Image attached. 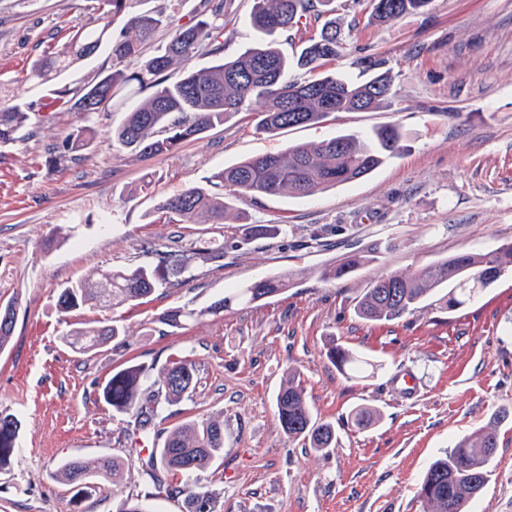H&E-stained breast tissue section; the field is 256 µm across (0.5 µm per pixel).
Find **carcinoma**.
<instances>
[{
  "mask_svg": "<svg viewBox=\"0 0 512 512\" xmlns=\"http://www.w3.org/2000/svg\"><path fill=\"white\" fill-rule=\"evenodd\" d=\"M104 2L111 7L112 15H128L123 32L114 36L107 23L75 29L63 49L31 67L28 79L44 83L101 46H107L112 57L111 71L79 90L56 88L51 106L89 116L104 109L121 89L135 86L139 91H151L112 129V144L141 157L171 153L184 142L198 140L224 125L240 112L254 113L256 132L274 134L321 123L337 112L393 106L395 93L384 58L364 55L353 59L351 65L370 74L363 81L327 70L346 52L341 29L334 21L326 22L318 35L305 42L297 59L291 60L281 52L279 37L289 38L291 32H299L302 19L319 18L333 0H257L250 17L255 41L231 58L224 57L227 0H203V18L189 26L174 24L162 11L133 13L131 0ZM430 3L431 0H372L371 19L386 24L417 14ZM161 28L168 30L164 47L152 56H143V45ZM200 52L217 58V62L201 69L189 67ZM134 59L139 60V66L131 70L128 62ZM178 65L184 69L183 75L176 81L169 80L168 73ZM294 68L302 74L292 78L289 73ZM30 121L28 105L0 101V147L17 141ZM94 136L95 130L89 125L73 127L57 146V158H76L90 147ZM402 138L399 127L388 125L367 134L343 133L317 144L290 145L283 152L245 158L214 175L209 187H190L165 199L156 208L158 222L222 224L228 208L227 192L305 198L359 180L398 154ZM213 253L214 249L202 244L188 253L160 252L153 268L141 265L100 270L93 278L60 288L56 307L63 314H70L92 303L112 307L141 304L157 289L159 267L171 258L188 254L207 259ZM373 260L369 254L354 253L324 268L322 275L328 279L351 276ZM511 267L512 243L487 252L447 256L412 273H387L364 289L355 312L367 321L389 322L414 312L427 301L452 311L475 296L473 287H461L454 272L464 269L489 287ZM285 287V278L270 277L237 288L199 309L171 308L163 313L160 322L181 329L191 321L220 314L234 301L253 303L275 296ZM15 321L16 314L6 318L0 312V350L7 347ZM125 336L124 327L114 320L75 327L62 341L78 353L87 354L109 342L123 345ZM326 355L342 372L363 363L361 356L334 342L329 344ZM150 371L144 364L129 363L112 373L101 387V397L112 411L134 417L146 434L156 421L166 420L162 416L165 406L195 388V366L189 359L182 358L163 367L158 380L151 385ZM275 402L285 436L302 439L316 450L336 446V426L314 415L294 377H288V382L281 386ZM510 418L512 410L499 409L477 431L460 438L429 465L418 490L426 512H466L469 500L489 480L498 429ZM20 426L17 417L0 412L1 470L10 465L15 454ZM223 458L224 428L212 420H185L167 431L162 444L150 450L143 473L155 486L166 487L167 496L184 498V505L190 507L188 512H216V490L196 480L172 486L166 482V476H198ZM92 467L115 476L121 463L102 458L93 466L74 458L62 465L61 475L80 484Z\"/></svg>",
  "mask_w": 512,
  "mask_h": 512,
  "instance_id": "carcinoma-1",
  "label": "carcinoma"
}]
</instances>
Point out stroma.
<instances>
[{"mask_svg":"<svg viewBox=\"0 0 512 512\" xmlns=\"http://www.w3.org/2000/svg\"><path fill=\"white\" fill-rule=\"evenodd\" d=\"M254 6L228 0L226 55L252 43ZM334 8L350 47L387 59L393 109L339 112L275 135L255 132L242 112L173 153L143 158L112 145V128L144 98L126 89L92 114L97 137L79 159L46 163L79 121L63 110L33 119L0 149V304H17L0 352V412L22 423L12 463L0 470V512H116L127 498L152 512H185L140 476L151 442L100 395L129 360L157 370L182 357L194 362L196 386L166 407L164 426L223 421L224 459L201 476L220 494L218 512H423L418 488L428 465L512 406L511 275L452 311L431 305L372 322L354 310L382 274L512 243V0H432L425 13L381 27L354 0ZM100 15L99 0H0V95L40 102L51 87L79 88L109 71L101 49L51 84L26 80L44 53L62 49L70 28ZM392 124L403 152L362 179L303 199L233 197L221 224L156 220L160 201L207 186L245 158ZM208 241L223 246V257L168 268L147 302L56 309L59 288L80 277L152 266L156 251ZM357 250L376 257L352 276L321 278ZM273 276L291 279L273 297L182 330L159 321L168 309L201 308ZM112 320L127 331L124 346L80 354L61 340L76 323ZM332 343L364 355L370 369L340 373L326 356ZM403 372L415 378L412 394L396 385ZM291 376L314 413L335 425V447L316 451L282 433L275 397ZM359 407L378 410L380 420L348 426ZM72 458L125 466L120 478L93 477L81 489L58 474ZM491 470L468 512H512V421L498 431Z\"/></svg>","mask_w":512,"mask_h":512,"instance_id":"35a3bbf8","label":"stroma"}]
</instances>
